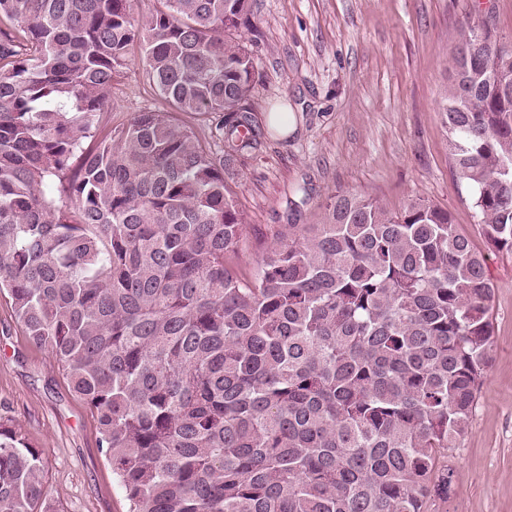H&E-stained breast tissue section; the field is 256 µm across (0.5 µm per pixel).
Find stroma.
I'll use <instances>...</instances> for the list:
<instances>
[{"mask_svg": "<svg viewBox=\"0 0 512 512\" xmlns=\"http://www.w3.org/2000/svg\"><path fill=\"white\" fill-rule=\"evenodd\" d=\"M251 14L248 106L260 125L277 111L289 112L293 125L269 132L262 150L238 165L247 260L262 256L278 225L318 223L319 202L338 191L394 212L425 197L485 249L471 189L448 155L441 90L461 25L486 22L511 36L512 0H252ZM155 100L142 55L132 51L107 117L126 122ZM488 265L494 357L471 426L448 451L453 492L437 512H512V253H490ZM0 415L42 450L60 512H129L93 412L52 356L24 336L3 294Z\"/></svg>", "mask_w": 512, "mask_h": 512, "instance_id": "obj_1", "label": "stroma"}]
</instances>
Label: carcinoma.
Returning a JSON list of instances; mask_svg holds the SVG:
<instances>
[{"instance_id": "obj_1", "label": "carcinoma", "mask_w": 512, "mask_h": 512, "mask_svg": "<svg viewBox=\"0 0 512 512\" xmlns=\"http://www.w3.org/2000/svg\"><path fill=\"white\" fill-rule=\"evenodd\" d=\"M149 2L0 0V294L96 416L130 512H434L492 361L488 257L425 198L338 193L247 263L250 0ZM459 38L448 153L511 252L512 40ZM135 47L157 104L113 127ZM0 512H58L7 417Z\"/></svg>"}]
</instances>
